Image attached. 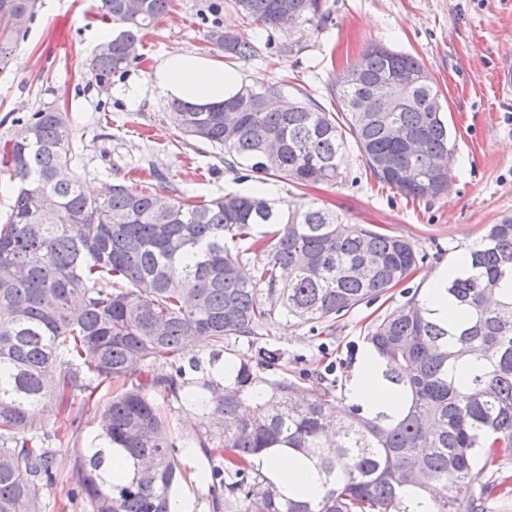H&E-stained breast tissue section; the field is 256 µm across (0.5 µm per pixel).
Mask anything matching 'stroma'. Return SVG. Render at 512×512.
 Returning a JSON list of instances; mask_svg holds the SVG:
<instances>
[{"mask_svg":"<svg viewBox=\"0 0 512 512\" xmlns=\"http://www.w3.org/2000/svg\"><path fill=\"white\" fill-rule=\"evenodd\" d=\"M98 0H40L39 10L20 38L16 53L23 65L0 71V142L43 108L69 112L75 129V169L84 185H111L115 166L130 167L133 187L185 200L223 196L230 189L252 191L255 181H236L224 165L223 152L185 135L173 119L171 104L143 99L130 107L121 89L128 76L145 77L170 48L180 46L221 58L208 40L212 22L224 31L257 40V57L238 62L244 84L276 80L287 95L306 97L334 110L330 85L339 68L354 61L368 43L386 44L421 59L446 110L452 134L451 182L437 198L410 200L379 184L358 154L334 185L299 187L268 179L266 195L294 205L316 201L351 224L371 225L408 240L421 262L380 299L361 304L324 332H312L287 317H277L256 346L241 342L234 354L253 367L262 352L276 351L274 374L286 371L330 374L336 401H343L355 374L369 326L386 311L420 292L430 273L454 261L488 225L512 216V0H323L331 21L322 31L283 25L265 28L242 20L232 0H171L169 14L144 32L141 59L112 77L100 92L85 75L97 48V33L108 24L97 16ZM294 53H287V46ZM115 387L101 385L91 398L76 400L80 433L55 426L56 410L46 403L40 423L44 434L36 446L58 448L64 468L43 489L39 512H91L76 495L73 459L96 434L95 417ZM221 456L199 455L186 463L182 489L189 512H214V494L199 473L223 466Z\"/></svg>","mask_w":512,"mask_h":512,"instance_id":"1","label":"stroma"}]
</instances>
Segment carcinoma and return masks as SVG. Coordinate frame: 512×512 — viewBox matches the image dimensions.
Segmentation results:
<instances>
[{
    "instance_id": "cac0c4a2",
    "label": "carcinoma",
    "mask_w": 512,
    "mask_h": 512,
    "mask_svg": "<svg viewBox=\"0 0 512 512\" xmlns=\"http://www.w3.org/2000/svg\"><path fill=\"white\" fill-rule=\"evenodd\" d=\"M169 0H100L112 25L86 73L100 91L140 59L143 31ZM248 21L275 27L294 16L319 31L321 0H234ZM37 0H0V70L36 14ZM210 43L230 60L257 56L254 41L223 33ZM358 75L334 81L327 111L305 98L263 104L276 82L244 85L213 107L176 106L184 133L224 151L232 171L295 183L342 179L353 139L374 178L407 198L448 192L450 134L439 92L421 60L372 43L350 63ZM74 129L52 108L31 115L0 147V166L17 184L0 224V512H34L43 487L60 475L56 448H35L39 406L79 427L77 397L94 383H119L100 411L97 435L78 449L75 469L92 512H170L182 476L177 438L156 396L208 411L217 427L196 434L224 470L203 474L224 487V512H414L409 493L433 495L436 512H485L508 478L484 479L497 453H512V295L487 299L512 278V217L492 224L469 249V269L447 288L462 310L441 321L411 297L364 337L383 378L405 409L370 417L358 405L334 407L335 385L312 388L266 377L247 362L183 381V346L209 339L211 363L231 341L254 343L284 315L313 331L403 281L418 264L412 244L345 224L316 202L284 216L260 193L226 191L200 202L166 201L123 181L105 198L88 197L74 169ZM147 365L144 371L141 366ZM306 456L325 476L316 504L285 497L253 462L274 445ZM117 447L147 469L112 483ZM476 487L462 503L449 494Z\"/></svg>"
}]
</instances>
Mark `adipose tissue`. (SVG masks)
Here are the masks:
<instances>
[{
	"mask_svg": "<svg viewBox=\"0 0 512 512\" xmlns=\"http://www.w3.org/2000/svg\"><path fill=\"white\" fill-rule=\"evenodd\" d=\"M241 86L237 73L227 68L223 61L176 47L168 51L150 71L147 78L131 77L127 82L126 97L130 105H137L144 98L181 102L197 106L222 104L224 99ZM466 257H459L452 264H441L429 277L419 300L433 317L447 320L456 310L446 287L452 279L465 270ZM380 362L372 350H364L357 362L346 401L361 405L367 415L396 413L404 403V396L384 384L380 377ZM265 474L280 488L289 492L303 488L310 502H317L324 492V476L308 466L304 458L291 450L282 449L264 454L256 459Z\"/></svg>",
	"mask_w": 512,
	"mask_h": 512,
	"instance_id": "ef3b65f1",
	"label": "adipose tissue"
}]
</instances>
